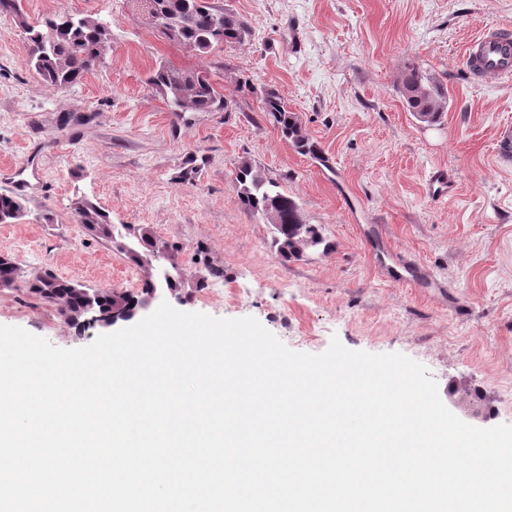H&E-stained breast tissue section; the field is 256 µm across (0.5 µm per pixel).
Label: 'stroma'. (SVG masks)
Masks as SVG:
<instances>
[{"label": "stroma", "mask_w": 512, "mask_h": 512, "mask_svg": "<svg viewBox=\"0 0 512 512\" xmlns=\"http://www.w3.org/2000/svg\"><path fill=\"white\" fill-rule=\"evenodd\" d=\"M251 27L243 43L200 56L160 38L136 0H22L27 23L91 17L112 36L103 64L72 89L28 64L22 25L0 14V166L37 169L53 193L28 189L27 214L0 224V253L25 275L49 269L94 290L141 289L142 272L79 224L75 199L115 224L150 225L183 246L194 272L177 310L253 317L297 352L332 338L347 349L399 352L424 365L442 403L481 428L512 424V79L477 85L461 46L488 25L512 26V0H214ZM26 23V24H27ZM448 91L442 122L417 121L397 92L407 63ZM161 64L214 70L224 112L175 116L145 82ZM275 88L323 155L297 152L237 79ZM65 112L90 115L60 127ZM206 164L177 177L188 152ZM278 179L329 250L281 264L271 229L239 203L242 159ZM444 166L456 195L430 200ZM448 284L418 288L384 277L371 240ZM0 325L61 348L89 345L104 326L66 320L24 285L0 289Z\"/></svg>", "instance_id": "35a3bbf8"}]
</instances>
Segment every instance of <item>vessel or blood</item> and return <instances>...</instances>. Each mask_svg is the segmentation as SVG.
<instances>
[{
    "instance_id": "b4317fda",
    "label": "vessel or blood",
    "mask_w": 512,
    "mask_h": 512,
    "mask_svg": "<svg viewBox=\"0 0 512 512\" xmlns=\"http://www.w3.org/2000/svg\"><path fill=\"white\" fill-rule=\"evenodd\" d=\"M464 56L478 82L512 77V30L500 25L484 27L466 43ZM456 190V182L447 169H433L427 177L431 200L444 202Z\"/></svg>"
}]
</instances>
